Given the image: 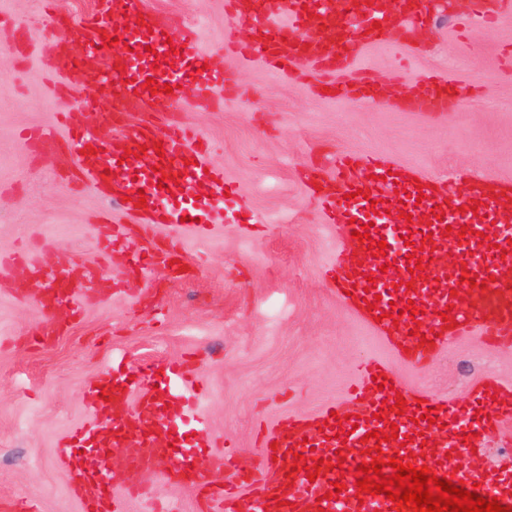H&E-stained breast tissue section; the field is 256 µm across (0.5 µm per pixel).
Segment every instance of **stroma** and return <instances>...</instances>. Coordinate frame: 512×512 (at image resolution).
<instances>
[{
	"mask_svg": "<svg viewBox=\"0 0 512 512\" xmlns=\"http://www.w3.org/2000/svg\"><path fill=\"white\" fill-rule=\"evenodd\" d=\"M36 2L0 0V50L21 31L48 43L57 23ZM145 2L199 29L203 53L237 82L239 95H225L222 109L188 117L238 199L213 203L204 236L182 230L187 277L159 267L138 272L114 253L111 297L87 306L78 320L61 314L63 331L47 346L35 340L42 313L15 292L22 282L35 293L41 281L19 267L0 275V500L32 501L39 512H86L67 486L60 444L92 423L87 389L119 361L140 369L191 358L208 387L209 427L198 440L234 442L247 462L260 429L273 428L283 414H313L342 399L367 358L387 365L404 396L462 402L488 373L512 384V344H489L476 334L449 337L418 373L396 356L324 280L339 233L299 177L303 167L318 166L326 187L335 188L327 166L333 155L370 152L445 178L450 188L461 173L511 185L512 72L498 57L512 47V16L471 46L447 22L432 24L422 48L366 52L373 79L407 84L430 70L476 89L463 111L421 114L332 97L260 61L226 57L224 0ZM53 84L36 51L0 73V254L48 237L44 264L64 260L77 270L99 260L92 229L101 212L135 233L141 220L93 190L54 181L52 160L31 155L21 131L59 126ZM255 214L264 223H249ZM157 500L171 512H202L194 489L162 480L132 512H153Z\"/></svg>",
	"mask_w": 512,
	"mask_h": 512,
	"instance_id": "35a3bbf8",
	"label": "stroma"
}]
</instances>
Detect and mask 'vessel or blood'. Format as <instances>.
I'll use <instances>...</instances> for the list:
<instances>
[{
	"mask_svg": "<svg viewBox=\"0 0 512 512\" xmlns=\"http://www.w3.org/2000/svg\"><path fill=\"white\" fill-rule=\"evenodd\" d=\"M344 0H225V13L235 24L251 27L250 39L225 35L227 51L243 59H257L281 74H307L330 93L369 100L379 107L403 102L417 112L459 111L473 90L464 83L427 71L404 94L377 87L356 65L369 46L392 42L407 44L409 34L428 20L427 0H359L354 20L344 17ZM512 0H469L459 23L467 36H475L498 22ZM119 40L112 48L111 40ZM51 72L66 76L79 72L90 95L82 106H71L72 89L58 97L60 115L68 131L59 140L53 130L28 131L27 140L41 155L67 168L79 156L82 184L100 196L123 201L125 210L138 212L146 227L165 226L170 232L204 230L214 198L228 186L223 171L209 168L207 146L188 122L186 108L216 110L222 92L235 85L222 70L206 68L197 32L175 29L172 17L161 10L143 8L140 0H102L99 9L67 18L43 52ZM192 89L184 100V89ZM155 112L159 130L146 127L104 139L92 121L117 124L119 116ZM340 195L324 196L328 223L339 238L324 270L337 297L358 312L376 302L381 320L375 325L382 338L403 351L411 366L425 368L435 347L432 338L448 339L473 332L495 341L512 336V194L495 190L489 179L465 177L455 190H416V176L371 154L346 156L336 163ZM179 175L183 191L169 196L160 188L161 176ZM145 195V207L134 199ZM387 204L385 222H373L372 201ZM442 218H435L434 209ZM368 226L372 242L388 241L387 258L393 264L376 274L377 257L353 236ZM469 233H462V226ZM405 244H398V237ZM95 238L103 264L87 280L73 282L63 273L49 275L35 252L15 253L0 268L21 266L42 278L46 286L38 298L44 315L41 342L59 333L52 315L68 307L80 317L97 300L103 283L112 277L110 259L122 250L132 268L144 271L170 261L158 253L144 255L132 241L126 225L104 221ZM453 263H445L446 254ZM420 256L422 267L411 270L410 259ZM476 275L477 286L463 282V274ZM375 290H368V283ZM414 314H407L408 305ZM161 389L145 387L134 368L113 365L92 392L95 422L88 431L68 441L62 461L71 491L86 512H123L112 495L111 481L125 474L129 497L142 496L152 469L146 451L168 438L178 419L206 430V417L194 397L198 384L189 365L166 364ZM393 378L376 359L364 362L346 400L330 403L314 415H289L266 435L257 453L259 467H238V451L225 444L222 451L205 453L204 443L182 445L170 451L162 476L188 483L205 499L210 512H397L386 495L357 497L354 470L374 459L400 456L414 467H428L436 477H453L476 487L480 497H495L512 505V455L487 463L481 438L512 421V386L485 375L476 395L466 404L436 397H408L396 409ZM398 426L408 444L394 439L378 443L376 436ZM472 455L460 465L459 450ZM301 454V467L288 471L286 463ZM318 466L316 480L306 470ZM234 473L225 483L224 473ZM342 481L339 496H331L333 481Z\"/></svg>",
	"mask_w": 512,
	"mask_h": 512,
	"instance_id": "b4317fda",
	"label": "vessel or blood"
}]
</instances>
